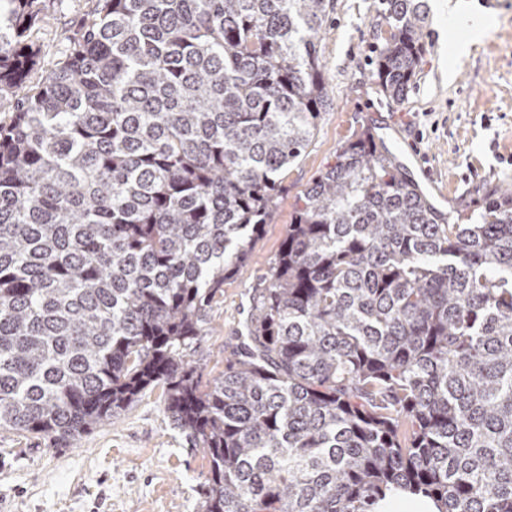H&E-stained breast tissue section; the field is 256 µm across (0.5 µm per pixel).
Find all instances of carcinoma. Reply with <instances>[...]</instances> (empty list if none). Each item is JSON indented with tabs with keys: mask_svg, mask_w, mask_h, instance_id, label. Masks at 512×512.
Returning a JSON list of instances; mask_svg holds the SVG:
<instances>
[{
	"mask_svg": "<svg viewBox=\"0 0 512 512\" xmlns=\"http://www.w3.org/2000/svg\"><path fill=\"white\" fill-rule=\"evenodd\" d=\"M26 85L34 0H0V430L70 444L162 387L201 512H512V191L428 202L369 131L309 188L224 372L195 353L328 105L334 0H97ZM376 76L422 62L380 0ZM375 512H438L430 499L397 490L380 501Z\"/></svg>",
	"mask_w": 512,
	"mask_h": 512,
	"instance_id": "1",
	"label": "carcinoma"
}]
</instances>
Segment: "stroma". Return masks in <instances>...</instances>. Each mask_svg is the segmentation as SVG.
Masks as SVG:
<instances>
[{
  "label": "stroma",
  "mask_w": 512,
  "mask_h": 512,
  "mask_svg": "<svg viewBox=\"0 0 512 512\" xmlns=\"http://www.w3.org/2000/svg\"><path fill=\"white\" fill-rule=\"evenodd\" d=\"M438 2L420 0L423 61L405 96L393 101L374 77L379 0H335L319 48L329 104L284 175L275 219L214 299L201 341L202 385L223 372L250 311L249 290L275 258L295 203L363 130L406 161L414 181L430 174L444 194L439 211L463 205L473 212L489 193L512 188V0H467L492 20L477 40L449 24ZM94 3L35 0L29 86L54 68ZM209 477L204 450L175 427L157 388L67 447L0 430V512H198Z\"/></svg>",
  "instance_id": "1"
}]
</instances>
